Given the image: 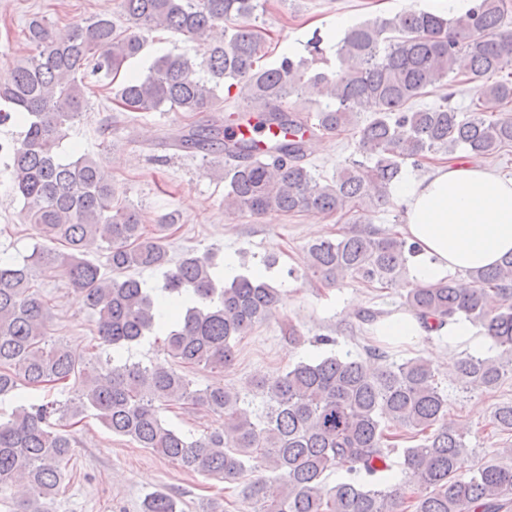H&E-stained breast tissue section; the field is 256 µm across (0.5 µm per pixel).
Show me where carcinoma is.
Segmentation results:
<instances>
[{"mask_svg": "<svg viewBox=\"0 0 512 512\" xmlns=\"http://www.w3.org/2000/svg\"><path fill=\"white\" fill-rule=\"evenodd\" d=\"M136 29L95 17L62 27L44 18L24 30L30 54L0 86V126L21 128L0 139L9 156L15 191L37 235L63 241L68 251L36 249L22 263H0V401L14 399L0 420V489L18 486L17 512H48L70 476L75 437L64 421L88 411L115 435L175 462L182 469L226 482L247 470L261 472L247 488L246 512H501L512 494V467H467L466 431L448 420V396L436 370L421 358L390 362L379 350L362 359L347 352L299 361L236 390L216 381L195 389L187 375L162 363L124 359L122 349L146 336H164L163 352L186 367L218 373L235 360V340L278 310L279 289L255 275L216 276V254L186 253L170 264L162 232L143 231L139 212L113 204L112 174L87 153H59L67 131L88 105L85 74L113 87L127 112L211 113V124H187L171 136L179 149L221 159L213 173L224 179V211L255 217L308 212L366 214L390 204L403 166L461 149L476 157L512 146V0H472L448 14L406 9L349 27L329 65L324 38L314 30L305 54L287 52L261 65L267 32L253 18L255 0H121ZM166 29L196 41L200 61L167 53L141 77L125 71L146 46V34ZM473 85L476 103L464 113L452 104L451 74ZM265 121L285 130L267 144L272 162L242 161L252 150L225 134L223 98L236 85ZM448 88L440 102L412 110L407 104ZM327 100L313 117L300 116L293 97ZM372 113L365 124L357 115ZM354 131L355 154L323 183L304 162L305 136ZM108 244L113 272L163 270L149 289L129 276L117 280L85 258V246ZM417 245L397 233L352 229L308 247L307 269L327 286L346 277L382 286L408 273ZM60 271L84 293L97 314V336L112 356L89 363L47 338L50 308L31 290L33 270ZM470 286L451 278L403 289L404 305L435 329L468 322L512 355V256L468 273ZM512 359L464 353L455 362L461 379L494 388ZM73 382L65 401L52 390ZM42 392L16 398L17 390ZM170 404L203 409L218 425L197 438L170 428L160 412ZM396 424L404 433L389 431ZM492 424L512 432V405L494 412ZM401 469L416 478L409 488L390 475L398 441ZM345 470L334 486L324 475ZM143 512H179L178 498L155 492Z\"/></svg>", "mask_w": 512, "mask_h": 512, "instance_id": "1", "label": "carcinoma"}]
</instances>
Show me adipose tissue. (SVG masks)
Segmentation results:
<instances>
[{
	"mask_svg": "<svg viewBox=\"0 0 512 512\" xmlns=\"http://www.w3.org/2000/svg\"><path fill=\"white\" fill-rule=\"evenodd\" d=\"M395 195L404 208L403 232L421 247L411 281L431 283L512 255V177L471 158L437 165L419 179L404 177Z\"/></svg>",
	"mask_w": 512,
	"mask_h": 512,
	"instance_id": "obj_1",
	"label": "adipose tissue"
}]
</instances>
